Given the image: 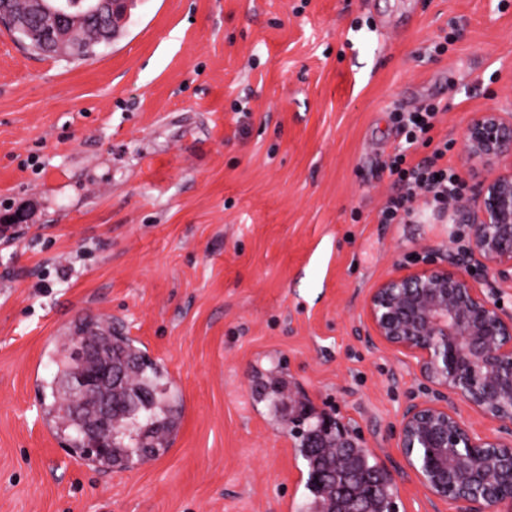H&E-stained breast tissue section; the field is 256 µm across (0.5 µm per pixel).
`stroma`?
Returning <instances> with one entry per match:
<instances>
[{
  "label": "stroma",
  "instance_id": "stroma-1",
  "mask_svg": "<svg viewBox=\"0 0 512 512\" xmlns=\"http://www.w3.org/2000/svg\"><path fill=\"white\" fill-rule=\"evenodd\" d=\"M443 107L431 155L475 193L463 133L512 113V0H134L91 60L46 58L0 28V512H297L308 470L260 401L277 368L393 475L398 512L432 509L396 446L425 399L415 365L368 341L379 281L463 225L417 198L378 223L392 110ZM67 274H59L60 266ZM111 318L168 373L181 409L163 456L104 472L44 414L53 333Z\"/></svg>",
  "mask_w": 512,
  "mask_h": 512
}]
</instances>
